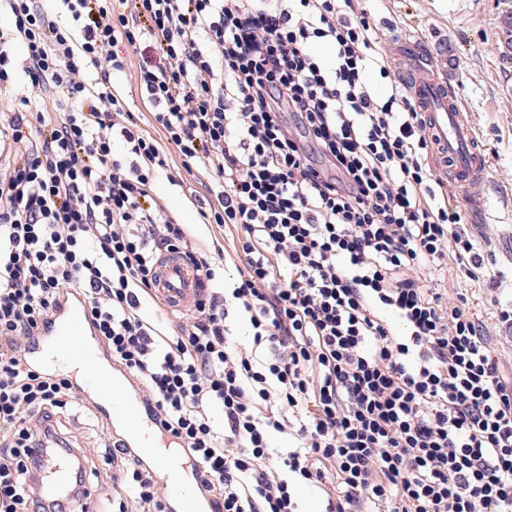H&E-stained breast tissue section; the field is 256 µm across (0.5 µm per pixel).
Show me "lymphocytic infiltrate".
Wrapping results in <instances>:
<instances>
[{
	"instance_id": "1",
	"label": "lymphocytic infiltrate",
	"mask_w": 512,
	"mask_h": 512,
	"mask_svg": "<svg viewBox=\"0 0 512 512\" xmlns=\"http://www.w3.org/2000/svg\"><path fill=\"white\" fill-rule=\"evenodd\" d=\"M0 5V92L32 91L0 113V512H79L43 472L69 444L60 415L85 402L26 362L72 288L215 512H299L296 485L330 471L342 493L326 512H512V379L489 325L435 279L450 257L471 281L505 275L450 203L425 117L354 0ZM133 60L162 139L112 90ZM194 172L204 222L238 233L229 284L223 245L199 248L153 193L158 174L181 187ZM174 252L207 294L165 335L141 304ZM233 311L265 359L229 341ZM288 430L296 445L271 457ZM80 454L118 463L113 512H164L108 426Z\"/></svg>"
}]
</instances>
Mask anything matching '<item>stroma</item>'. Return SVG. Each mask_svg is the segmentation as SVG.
I'll use <instances>...</instances> for the list:
<instances>
[{"label": "stroma", "mask_w": 512, "mask_h": 512, "mask_svg": "<svg viewBox=\"0 0 512 512\" xmlns=\"http://www.w3.org/2000/svg\"><path fill=\"white\" fill-rule=\"evenodd\" d=\"M379 30V52H387L393 32L420 36L431 44L447 43L454 77L472 115L478 138L490 160L477 192L484 198L476 235L486 237L487 253L506 276H512V48L504 42V15L512 0H362ZM157 197L198 243H210L214 229L203 224L196 208L166 178H158ZM449 262V285L465 294L482 320H490L496 302L512 301V292L490 283L458 278Z\"/></svg>", "instance_id": "35a3bbf8"}]
</instances>
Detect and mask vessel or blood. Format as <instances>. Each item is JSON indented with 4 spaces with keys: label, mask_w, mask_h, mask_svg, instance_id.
Returning a JSON list of instances; mask_svg holds the SVG:
<instances>
[{
    "label": "vessel or blood",
    "mask_w": 512,
    "mask_h": 512,
    "mask_svg": "<svg viewBox=\"0 0 512 512\" xmlns=\"http://www.w3.org/2000/svg\"><path fill=\"white\" fill-rule=\"evenodd\" d=\"M392 56L406 66L408 92L419 111L430 121L429 131L437 142V164L448 167V179L457 187H469L483 181L488 170L486 154L475 144L476 128L468 112L458 84L448 72V47L429 48L419 39L402 37L390 44ZM201 275L185 259L176 254L163 257L157 267L155 294L167 308L181 307L198 297ZM79 354L84 369L74 381L78 389L105 383L124 396L122 405H98L97 411L119 430L123 446L135 449L143 461H154L155 455L143 443L146 429L156 421L124 376L110 372V360L104 354L87 312L86 300L74 294L61 302L50 324L32 343L28 360L32 367L56 372L52 354ZM71 483V470L62 462L53 463L44 481L47 495L60 494ZM167 512H208L199 498H184L173 483H166Z\"/></svg>",
    "instance_id": "b4317fda"
}]
</instances>
